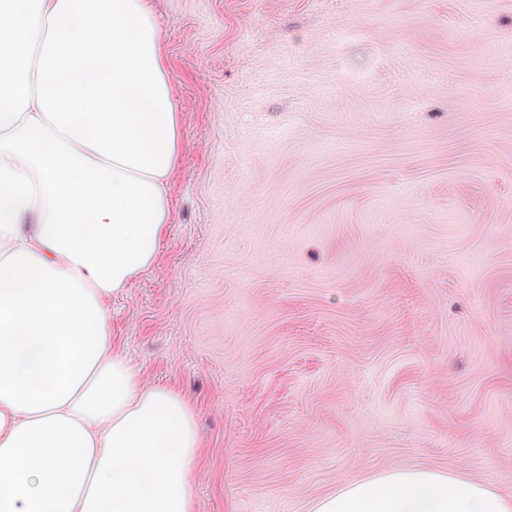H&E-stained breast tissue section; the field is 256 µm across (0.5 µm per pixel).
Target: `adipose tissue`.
Returning a JSON list of instances; mask_svg holds the SVG:
<instances>
[{
    "label": "adipose tissue",
    "instance_id": "ef3b65f1",
    "mask_svg": "<svg viewBox=\"0 0 512 512\" xmlns=\"http://www.w3.org/2000/svg\"><path fill=\"white\" fill-rule=\"evenodd\" d=\"M182 115L150 0H0V512H193L195 411L112 342L158 258ZM309 512H512L426 468Z\"/></svg>",
    "mask_w": 512,
    "mask_h": 512
}]
</instances>
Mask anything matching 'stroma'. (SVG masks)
<instances>
[{"instance_id":"35a3bbf8","label":"stroma","mask_w":512,"mask_h":512,"mask_svg":"<svg viewBox=\"0 0 512 512\" xmlns=\"http://www.w3.org/2000/svg\"><path fill=\"white\" fill-rule=\"evenodd\" d=\"M183 116L109 303L207 448L193 512L424 467L512 496V0H152Z\"/></svg>"}]
</instances>
